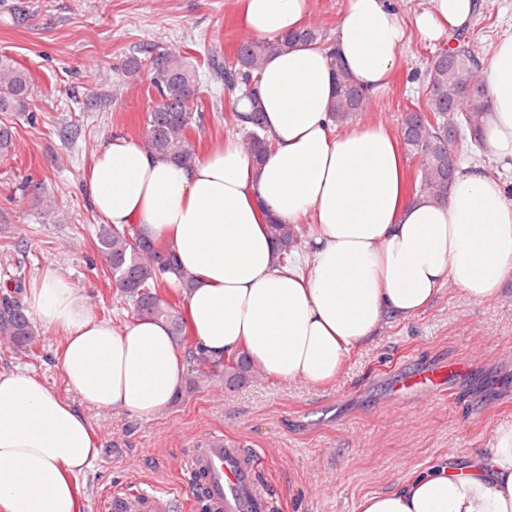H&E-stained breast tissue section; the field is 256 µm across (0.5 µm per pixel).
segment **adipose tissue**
Listing matches in <instances>:
<instances>
[{
	"instance_id": "obj_1",
	"label": "adipose tissue",
	"mask_w": 512,
	"mask_h": 512,
	"mask_svg": "<svg viewBox=\"0 0 512 512\" xmlns=\"http://www.w3.org/2000/svg\"><path fill=\"white\" fill-rule=\"evenodd\" d=\"M242 27L275 40L301 27L312 0H238ZM405 22L396 0H346L333 45L351 79L378 95L402 67L410 38L443 45L478 8L432 0ZM490 108L481 129L491 157L512 161V35L487 68ZM257 98L231 96L235 131L182 165L134 139L108 137L82 177L98 217L164 241L193 277L182 314L195 351L246 352L282 381L334 380L348 354L386 318L406 320L452 284L482 302L512 276V195L479 164L459 166L448 198L414 197L392 132L365 123L339 129L328 110L335 82L325 52L295 45L270 53ZM271 144L262 165L249 149L253 109ZM311 217L303 268L282 264L266 226ZM47 329L65 334L64 378L79 397L38 377L0 373V512H79L72 477L97 457L82 405L150 417L175 397L187 352L165 323L133 316L120 327L46 268L24 297ZM361 512H512V426L466 466H435L366 496Z\"/></svg>"
}]
</instances>
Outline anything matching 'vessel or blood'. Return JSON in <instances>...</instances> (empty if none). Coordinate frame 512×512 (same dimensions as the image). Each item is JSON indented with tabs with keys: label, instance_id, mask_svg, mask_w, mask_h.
<instances>
[{
	"label": "vessel or blood",
	"instance_id": "1",
	"mask_svg": "<svg viewBox=\"0 0 512 512\" xmlns=\"http://www.w3.org/2000/svg\"><path fill=\"white\" fill-rule=\"evenodd\" d=\"M467 370L462 362L427 369L403 377L400 393H419L437 398L447 383ZM258 457L240 455L238 449L224 445V434L209 432L198 442L194 452L181 463L188 479H202V500L175 492L156 489L137 493H110L103 499L104 512H196L205 505L208 512H271L273 505L257 480Z\"/></svg>",
	"mask_w": 512,
	"mask_h": 512
}]
</instances>
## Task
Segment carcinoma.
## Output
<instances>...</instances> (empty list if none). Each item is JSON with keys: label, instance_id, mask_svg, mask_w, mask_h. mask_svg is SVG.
Masks as SVG:
<instances>
[{"label": "carcinoma", "instance_id": "1", "mask_svg": "<svg viewBox=\"0 0 512 512\" xmlns=\"http://www.w3.org/2000/svg\"><path fill=\"white\" fill-rule=\"evenodd\" d=\"M297 43L324 50L336 80V94L330 107L332 121L339 127L350 124L369 102L368 92L356 85L340 67L332 42L318 26L307 25L270 42L246 38L234 50L230 65H215L214 79L230 95L241 84L254 81L263 59L274 50H284ZM147 57L134 61L128 74L132 77L140 66L147 68L146 78L154 90L155 104L146 113L144 148L156 155L186 164L197 159L193 141L202 113L193 111L200 92L196 70L184 56L171 49L145 48ZM30 74L7 55H0V114L30 110ZM481 65L475 48L463 41L428 58L422 84L425 104L415 103L403 113L398 135L404 151L418 162L417 176L411 193L435 201L448 197L450 167L459 166L460 146L468 140L480 143L478 130L487 112ZM260 116H254L251 133L253 162L261 164L269 150L261 135ZM458 140L448 150V133ZM15 145L13 126L0 121V158L8 157ZM269 237L282 258L301 247V237L293 224L273 222L267 225ZM96 249L109 272L117 295L131 302L138 315L163 321L172 336L186 347L192 342L183 320L182 296L192 285V278L176 267L168 249L157 245L139 228L118 229L101 224L96 232ZM24 285L14 284L0 296V340L15 354L29 355L40 346L41 334L26 314L20 298ZM187 384L198 388L220 375L224 388L235 389L246 384L256 373V365L244 354H232L213 360L202 353L191 354Z\"/></svg>", "mask_w": 512, "mask_h": 512}]
</instances>
